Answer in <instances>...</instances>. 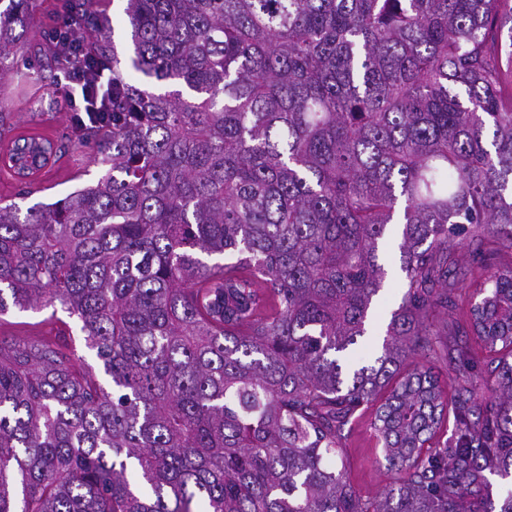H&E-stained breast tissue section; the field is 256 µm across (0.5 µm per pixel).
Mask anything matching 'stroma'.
I'll use <instances>...</instances> for the list:
<instances>
[{"instance_id": "obj_1", "label": "stroma", "mask_w": 512, "mask_h": 512, "mask_svg": "<svg viewBox=\"0 0 512 512\" xmlns=\"http://www.w3.org/2000/svg\"><path fill=\"white\" fill-rule=\"evenodd\" d=\"M66 86L45 85L36 70L21 69L0 79V105L13 114L19 132L39 134L65 146L60 159L45 168L32 182L31 193L19 199V182L12 174L0 167V202L22 201L24 206L38 202L50 203L65 196L69 191L97 181L102 171L94 161L91 145L71 143V118L66 109ZM51 309L19 311L0 317V336H51L56 327L50 324ZM371 412L360 409L351 425L346 441L350 456L348 475L363 495L380 493L393 481L390 474L375 464V440L370 430Z\"/></svg>"}]
</instances>
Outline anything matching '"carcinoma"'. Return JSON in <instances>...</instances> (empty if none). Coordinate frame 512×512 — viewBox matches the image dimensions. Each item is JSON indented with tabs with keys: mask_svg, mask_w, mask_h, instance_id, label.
Returning <instances> with one entry per match:
<instances>
[{
	"mask_svg": "<svg viewBox=\"0 0 512 512\" xmlns=\"http://www.w3.org/2000/svg\"><path fill=\"white\" fill-rule=\"evenodd\" d=\"M126 2L137 82L97 0L26 52L33 0H0V75L112 72L73 125L97 183L0 205V316L60 303L108 377L64 328L0 336V512H512L511 262L470 300L494 357L459 348L451 398L437 366L448 279L512 253V0ZM13 143L21 174L59 150ZM392 224L405 292L354 368ZM364 405L374 497L346 469ZM56 317L60 318L64 322L68 323V325L72 329V334L74 338V345L76 349L77 356L82 357L83 362L85 363V367H92L93 371L96 373V375L99 377L97 365L94 360L93 353L85 348L84 341L82 339V333L80 332V323L76 318H69L68 314L66 312H63L60 309V305H56Z\"/></svg>",
	"mask_w": 512,
	"mask_h": 512,
	"instance_id": "cac0c4a2",
	"label": "carcinoma"
}]
</instances>
